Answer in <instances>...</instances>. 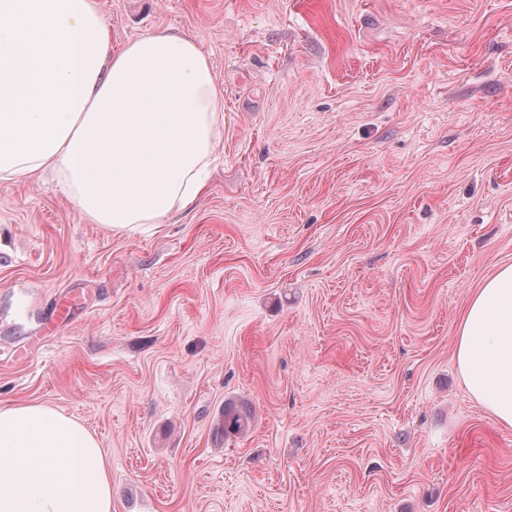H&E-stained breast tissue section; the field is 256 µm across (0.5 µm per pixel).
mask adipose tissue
<instances>
[{"mask_svg":"<svg viewBox=\"0 0 512 512\" xmlns=\"http://www.w3.org/2000/svg\"><path fill=\"white\" fill-rule=\"evenodd\" d=\"M219 101L192 39L114 52L97 0H0V182L49 173L92 223H163L206 185ZM455 357L471 398L512 427L511 264L474 293ZM0 512H112L97 438L48 404L0 408Z\"/></svg>","mask_w":512,"mask_h":512,"instance_id":"1","label":"adipose tissue"}]
</instances>
